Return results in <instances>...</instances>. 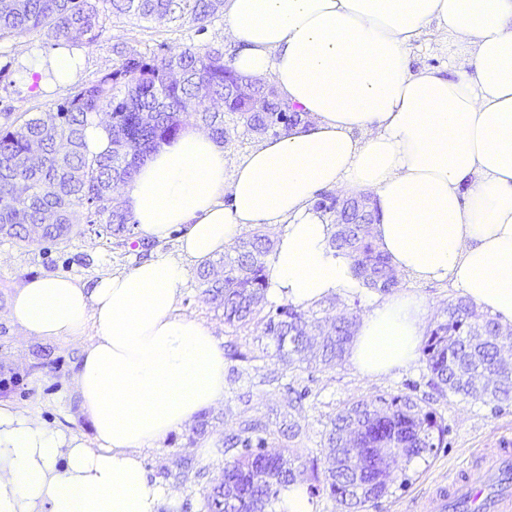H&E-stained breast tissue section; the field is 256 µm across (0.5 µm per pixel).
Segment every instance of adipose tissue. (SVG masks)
<instances>
[{
  "label": "adipose tissue",
  "instance_id": "ef3b65f1",
  "mask_svg": "<svg viewBox=\"0 0 512 512\" xmlns=\"http://www.w3.org/2000/svg\"><path fill=\"white\" fill-rule=\"evenodd\" d=\"M231 68L271 73L306 124L264 140L226 172L224 148L191 128L145 158L121 189L141 236L183 226L178 256L157 254L87 288L24 280L11 321L43 340L97 337L76 390L91 439L0 401V512H159L144 453L224 398L211 328L177 310L187 262L205 263L256 225H279L266 297L312 306L356 284L333 249L317 190L372 196L374 240L396 271L450 281L512 321V0H226ZM470 51L451 73L412 70L430 26ZM80 55L24 53L27 77L65 84ZM427 310L400 292L360 320L349 359L383 376L419 355Z\"/></svg>",
  "mask_w": 512,
  "mask_h": 512
}]
</instances>
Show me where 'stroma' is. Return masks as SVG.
<instances>
[{"mask_svg": "<svg viewBox=\"0 0 512 512\" xmlns=\"http://www.w3.org/2000/svg\"><path fill=\"white\" fill-rule=\"evenodd\" d=\"M97 8L103 32L95 43L82 45L83 56L72 84L42 87L25 78L19 64L21 54L29 48L44 53L53 49L52 41L43 32L33 30L0 42V124L19 127L28 115L62 102L73 86L92 83L111 71L116 62L112 46L118 41L147 54L189 44L223 46L228 58L237 51L220 18L200 33L189 23L178 27L113 15L108 0H99ZM467 51V45L454 35L432 27L412 44L409 60L415 69L444 71L453 59ZM180 234V229H173L167 240L151 244L134 230L119 241L89 226L64 247L20 246L0 240V379H20L19 386L0 391V401L33 410L45 423L63 431L90 435L74 382L82 340L28 336L7 314L11 294L31 276H71L91 285L104 274L130 270L147 253L176 255ZM198 272V266H190L181 288L180 306L212 327L226 352L224 399L207 410L203 431L196 432L188 426L172 432L163 448L147 453L145 467L150 481L176 493L175 499L162 500L159 512H204L203 498L224 467L221 440L236 433L247 418L265 423L269 447L294 448L303 457L321 459L326 453L323 435L331 418L351 402L404 390L429 401L448 428L442 448L424 460H399L398 470L406 474L407 484L393 485L368 512H409L417 499L428 495L435 480L469 466L477 451L496 438H512V402L495 405L443 394L431 385L430 374L420 358L378 378L361 373L347 361L327 367L288 368L259 328L225 325L222 310L207 300ZM398 280L399 290H410L423 298L431 326L440 320L448 302L460 295L446 281L416 282L403 274ZM46 361L54 363L53 371L40 370V363ZM302 390L307 397L301 406L289 408V398ZM286 415L299 427L298 436L292 439L280 432ZM214 436L219 438V445L204 447V440Z\"/></svg>", "mask_w": 512, "mask_h": 512, "instance_id": "35a3bbf8", "label": "stroma"}]
</instances>
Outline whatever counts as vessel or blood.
Here are the masks:
<instances>
[{"label": "vessel or blood", "instance_id": "obj_1", "mask_svg": "<svg viewBox=\"0 0 512 512\" xmlns=\"http://www.w3.org/2000/svg\"><path fill=\"white\" fill-rule=\"evenodd\" d=\"M512 440L502 437L492 452L481 454L476 464L449 474L447 483L429 492L426 502L435 512H512Z\"/></svg>", "mask_w": 512, "mask_h": 512}]
</instances>
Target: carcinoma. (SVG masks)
<instances>
[{
    "label": "carcinoma",
    "mask_w": 512,
    "mask_h": 512,
    "mask_svg": "<svg viewBox=\"0 0 512 512\" xmlns=\"http://www.w3.org/2000/svg\"><path fill=\"white\" fill-rule=\"evenodd\" d=\"M115 15L207 30L222 0H107ZM40 30L55 45L94 43L100 36L96 0H3L0 41ZM117 63L96 82L77 87L56 109L28 118L20 129L0 127V239L30 246L61 245L79 234L77 224H100L117 237L135 225L129 210L113 194L135 175L144 156L175 139L188 118L224 142V113L233 112L252 131L277 127L280 104L276 88L262 84L252 101L233 97L236 73L214 46L186 45L162 55H147L113 45ZM105 122L111 150L87 152L88 117ZM318 208L334 216L333 247L352 259L362 286L389 293L398 279L372 240L371 225L360 223L374 211L345 210L331 203ZM272 242L263 235L224 255V277L207 280L209 300L224 310V324L241 328L255 321L267 289L265 257ZM358 317H336L327 329L322 319L292 303L270 309L258 321L262 334L288 366L327 365L344 360ZM498 318L478 310L466 297L448 302L446 316L429 330L423 361L434 386L454 396L491 402L512 400V365L500 357L503 340ZM448 428L435 408L411 395H378L359 400L336 414L326 430L331 460L301 461L295 448L268 449L265 429L254 420L224 441V470L204 496L205 512H277L281 489L297 480L298 467H311L310 496L324 491L358 512L383 497L397 479V458H424L441 447ZM359 448H396V460L375 455L357 473L344 464L350 441Z\"/></svg>",
    "instance_id": "cac0c4a2"
}]
</instances>
